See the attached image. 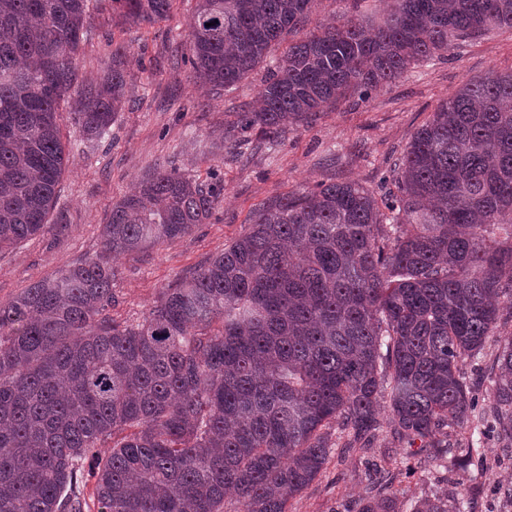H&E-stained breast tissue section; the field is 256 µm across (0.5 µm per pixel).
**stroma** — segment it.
<instances>
[{
  "label": "stroma",
  "mask_w": 512,
  "mask_h": 512,
  "mask_svg": "<svg viewBox=\"0 0 512 512\" xmlns=\"http://www.w3.org/2000/svg\"><path fill=\"white\" fill-rule=\"evenodd\" d=\"M196 4L172 0L164 19L134 25L113 20L107 0H92L88 36L76 57L78 72L87 78L102 76L113 49L124 47L129 102L116 115L110 138L93 152L80 143L70 103H61L59 125L69 160L58 196L42 232L0 252V302L60 268L99 254L100 226L113 203L154 170L176 168L200 182L221 183L208 223L145 252L113 258L115 303L108 314L118 322L139 321L162 288L222 252L269 200L319 182L355 181L388 192L391 167L440 100L471 78L512 70V30H494L457 42L448 54L412 69L392 87L365 100L352 97L312 125L287 126L274 143L249 138L236 156L223 147L224 129L257 99L266 71L258 69L226 90L194 82L184 55ZM495 334L475 373L477 395L486 407L492 403L497 373V340L512 336V306H501ZM462 433L473 437L478 456L463 471L433 460L414 478L396 476L392 489L402 512H411L417 500L452 495L468 486L474 493L462 503V512H512V503L499 493L512 486V443L489 428L475 434L466 427ZM330 434L331 452L322 473L291 501L289 512H360L376 463L391 458L402 467L415 450L386 431L377 432L363 448L350 444L340 428H331Z\"/></svg>",
  "instance_id": "1"
}]
</instances>
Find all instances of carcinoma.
<instances>
[{
    "mask_svg": "<svg viewBox=\"0 0 512 512\" xmlns=\"http://www.w3.org/2000/svg\"><path fill=\"white\" fill-rule=\"evenodd\" d=\"M91 0H0V251L38 234L67 157L73 100L84 148L127 100L123 52L82 79ZM317 0H199L193 78L232 88L288 41L257 105L224 142L274 139L349 94L367 98L457 41L512 29V0H364L370 15L311 23ZM171 0H112L134 23ZM395 190L318 183L260 208L248 230L164 288L136 324L114 321L112 255L205 224L214 188L156 170L101 225L103 251L0 303V512H288L329 456L332 423L434 437L485 420L465 366L512 303V71L442 100L394 164ZM493 425L512 440V337L501 342ZM390 418L378 419L379 399ZM361 512H396L388 494ZM413 512H460L445 498Z\"/></svg>",
    "mask_w": 512,
    "mask_h": 512,
    "instance_id": "carcinoma-1",
    "label": "carcinoma"
}]
</instances>
